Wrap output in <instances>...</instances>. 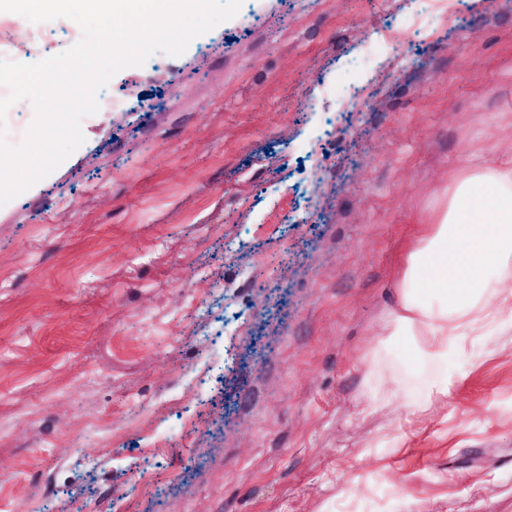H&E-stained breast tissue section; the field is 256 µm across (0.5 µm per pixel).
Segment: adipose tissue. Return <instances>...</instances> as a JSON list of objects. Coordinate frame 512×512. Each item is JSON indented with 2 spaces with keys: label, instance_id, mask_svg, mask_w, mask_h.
Masks as SVG:
<instances>
[{
  "label": "adipose tissue",
  "instance_id": "1",
  "mask_svg": "<svg viewBox=\"0 0 512 512\" xmlns=\"http://www.w3.org/2000/svg\"><path fill=\"white\" fill-rule=\"evenodd\" d=\"M396 286L390 331L414 341L427 362L488 315L512 313V157L449 172L445 202L420 217Z\"/></svg>",
  "mask_w": 512,
  "mask_h": 512
}]
</instances>
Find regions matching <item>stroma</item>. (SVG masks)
<instances>
[{
    "instance_id": "35a3bbf8",
    "label": "stroma",
    "mask_w": 512,
    "mask_h": 512,
    "mask_svg": "<svg viewBox=\"0 0 512 512\" xmlns=\"http://www.w3.org/2000/svg\"><path fill=\"white\" fill-rule=\"evenodd\" d=\"M429 2L248 0L0 207V512H512V315L389 333L448 172L512 155V0Z\"/></svg>"
}]
</instances>
